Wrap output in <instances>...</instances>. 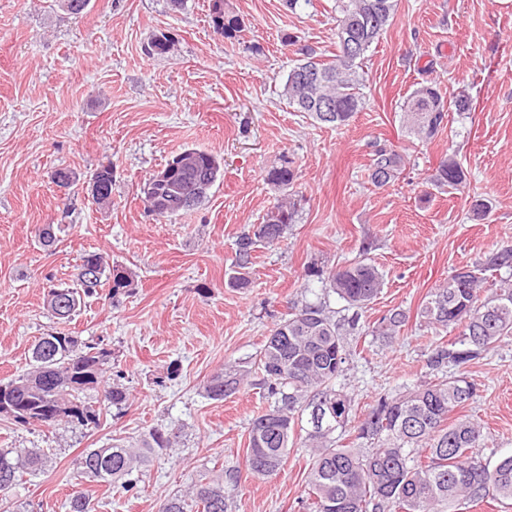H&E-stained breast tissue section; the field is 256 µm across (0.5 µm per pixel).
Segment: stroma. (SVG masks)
I'll return each instance as SVG.
<instances>
[{"mask_svg":"<svg viewBox=\"0 0 512 512\" xmlns=\"http://www.w3.org/2000/svg\"><path fill=\"white\" fill-rule=\"evenodd\" d=\"M213 0H90L81 16L61 0H0V381L26 374L40 336L63 332L111 349L107 382L123 384L125 407L95 427L48 429L0 417V448H44L50 460L0 494V512H69L73 495L93 512H156L160 497L231 467H244L248 430L267 402L245 385L208 398L214 374L254 362L290 302L325 297L308 267L330 270L365 256L386 285L354 329L341 386L361 417L383 394L424 380L427 355L446 331L416 320L452 269L512 244V0H398L390 27L367 53L365 105L348 125L322 124L289 106L281 90L299 45L336 50V0L292 12L284 0H224L240 32L213 33ZM168 36L158 54L153 42ZM298 45L284 46L287 36ZM477 101L450 113L431 141L410 136L402 109L417 84ZM405 157L398 180L367 179L374 143ZM224 160V175L196 209L146 213L140 187L185 148ZM467 172L462 191L429 181L442 157ZM292 159L298 212L274 245L253 254L251 285L226 287L239 235L280 197L266 174ZM112 166V203L95 205L81 182ZM76 182L59 188L56 169ZM487 200L485 217L472 204ZM52 225L57 240L44 246ZM102 254L134 280L131 293L85 299L70 322L44 303L50 284L71 282L79 257ZM409 315L393 342L366 336L388 310ZM478 385L465 415L483 427L480 458L512 455V337L472 361ZM175 433L130 491L98 485L76 468L87 448L137 442L155 427ZM309 456L293 444L271 476L226 485L227 512H307Z\"/></svg>","mask_w":512,"mask_h":512,"instance_id":"1","label":"stroma"}]
</instances>
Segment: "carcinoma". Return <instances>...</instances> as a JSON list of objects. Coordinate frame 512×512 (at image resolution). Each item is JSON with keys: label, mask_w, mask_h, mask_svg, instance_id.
I'll use <instances>...</instances> for the list:
<instances>
[{"label": "carcinoma", "mask_w": 512, "mask_h": 512, "mask_svg": "<svg viewBox=\"0 0 512 512\" xmlns=\"http://www.w3.org/2000/svg\"><path fill=\"white\" fill-rule=\"evenodd\" d=\"M337 29H345L357 42L349 51L337 41L334 59L325 63L305 48L287 74L283 94L298 112L318 122L347 124L364 107L365 54L391 24L398 0H340ZM327 102L332 118L325 120L315 105ZM476 110L465 92L450 99L433 83H422L407 97L404 122L408 132L428 141L448 126V113L463 115ZM191 162L173 170L168 181L152 185L148 211L163 218L187 211L176 203L184 198H207L218 180L219 159L204 150L182 151ZM405 167L402 154L386 144H374L368 179L376 188L395 181ZM297 180L293 161L283 160L267 172L266 181L287 192L253 230L236 240L235 270L228 279L231 288L251 284L252 253L272 245L294 222L297 203L288 194ZM432 181L439 188L462 190L467 171L452 156L441 159ZM94 266L100 277L83 279L81 269ZM512 269V245L489 252L454 273L432 289L417 312L420 321L435 328H458L459 335L434 345L426 360L429 378L406 386L395 395H383L365 416L351 424L352 400L338 385L347 370L349 349L334 311L326 303L296 301L287 315L270 330L260 352L259 386L270 400L269 408L256 417L249 429L246 453L248 473L256 478L274 474L288 453L289 441L301 431L303 446L310 451L308 473L311 512H449L464 501L492 496L512 501V455L495 464L481 460L474 449L487 447L481 426L465 415L449 420L476 395L477 384L460 369L512 335V280L487 284L486 273ZM80 272L66 289L69 304L51 308L59 319H71L84 299L108 286L109 296L133 290V279L123 269L107 268L101 254L80 256ZM315 277L351 309L363 310L381 293L384 274L366 258L328 272L308 268ZM407 321L403 310L393 309L368 328L371 336L392 341ZM32 368L26 374L0 383V416L16 422L55 427L65 418L81 425H98L99 412L83 400L96 388L112 366V355L102 353L99 343L76 336L52 333L41 336L31 349ZM249 371L227 369L212 376L205 386L213 400L235 393ZM332 405L319 427L304 422L316 403ZM105 406H126V388L112 384L103 389ZM351 431L357 447L339 443L337 434ZM173 433L154 428L141 440V447L87 448L76 459L81 472L97 482L133 487L132 476L142 472L159 453L172 447ZM47 464L39 448H0V492L10 489L24 473ZM239 471L231 470L227 481L237 483ZM224 479L199 482L183 495L161 500L158 512H227Z\"/></svg>", "instance_id": "1"}]
</instances>
